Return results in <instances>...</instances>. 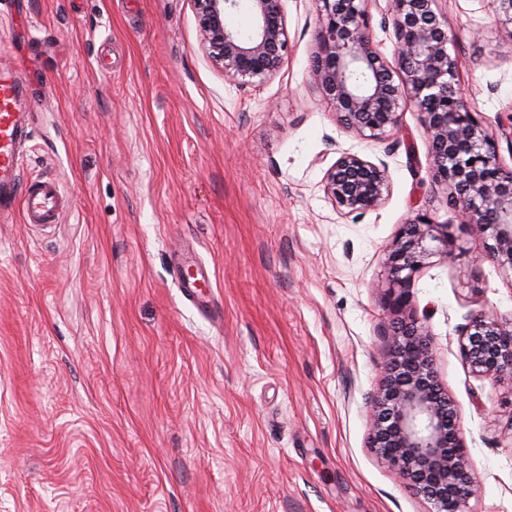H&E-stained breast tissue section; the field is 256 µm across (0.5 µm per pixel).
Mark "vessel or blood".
Here are the masks:
<instances>
[{"instance_id":"vessel-or-blood-1","label":"vessel or blood","mask_w":512,"mask_h":512,"mask_svg":"<svg viewBox=\"0 0 512 512\" xmlns=\"http://www.w3.org/2000/svg\"><path fill=\"white\" fill-rule=\"evenodd\" d=\"M27 88L10 71L0 73V218L21 213L24 223H57L64 192L51 178L32 179L23 169V148L31 130L18 106Z\"/></svg>"}]
</instances>
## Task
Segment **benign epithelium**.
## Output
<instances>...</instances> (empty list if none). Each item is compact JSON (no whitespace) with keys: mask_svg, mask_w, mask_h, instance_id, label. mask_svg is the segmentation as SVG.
<instances>
[{"mask_svg":"<svg viewBox=\"0 0 512 512\" xmlns=\"http://www.w3.org/2000/svg\"><path fill=\"white\" fill-rule=\"evenodd\" d=\"M249 2L252 26L241 32L225 20L239 0H193L206 51L243 88L277 74L288 40L282 0ZM316 2L318 51L309 72L335 103L340 124L378 138L398 126L402 105L414 106L430 142L433 181L449 190L462 223L484 238L485 256L512 271V170L500 166L494 136L465 99L450 52L454 37L436 0H390L394 67L372 45L367 0ZM324 192L345 214L376 208L389 194L386 169L343 152L326 172ZM435 255L453 260L455 236L451 225L425 213L402 225L388 252L385 305L396 321L388 375L371 399L369 444L435 512H462L478 486L465 465L454 404L436 381L432 344L409 300L415 275ZM463 336L461 351L472 369L512 386V319L478 311Z\"/></svg>","mask_w":512,"mask_h":512,"instance_id":"benign-epithelium-1","label":"benign epithelium"}]
</instances>
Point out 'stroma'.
<instances>
[{"label":"stroma","instance_id":"obj_1","mask_svg":"<svg viewBox=\"0 0 512 512\" xmlns=\"http://www.w3.org/2000/svg\"><path fill=\"white\" fill-rule=\"evenodd\" d=\"M438 7L512 169V29L493 0ZM283 10L280 71L243 89L192 0H0V70L37 86L26 173L67 196L60 223L0 222V512H432L369 446L387 251L419 212L456 238L409 297L480 487L464 512H512V389L460 347L473 312L512 318V276L432 180L420 113L341 127L308 75L317 0ZM367 11L394 61L390 0ZM345 151L385 164L379 207L325 195ZM188 261L212 276L199 306Z\"/></svg>","mask_w":512,"mask_h":512}]
</instances>
